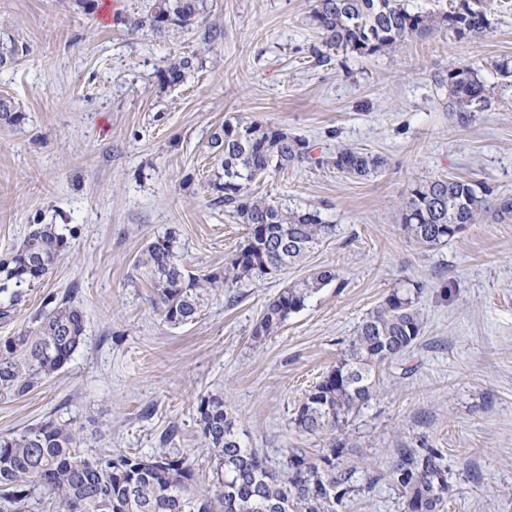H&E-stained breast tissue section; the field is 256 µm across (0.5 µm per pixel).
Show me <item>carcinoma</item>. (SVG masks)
I'll return each mask as SVG.
<instances>
[{"mask_svg":"<svg viewBox=\"0 0 512 512\" xmlns=\"http://www.w3.org/2000/svg\"><path fill=\"white\" fill-rule=\"evenodd\" d=\"M206 0H151L149 9L126 11L130 34L148 28L155 34L198 27ZM312 21L321 35L315 49L322 61L330 52L368 57L394 50L414 37L439 28L457 36L480 35L487 27L467 21L455 10L442 14L409 10L404 0H315ZM192 58L181 56L165 71L171 86L183 83ZM451 105L461 119L489 104V90L477 71L460 62L448 69ZM12 101L0 97V122L22 121ZM221 158L222 173L214 188L224 211L248 226L243 242L228 257L224 270L197 275L187 269L169 231L150 242L135 261L134 278L144 280L154 303L172 326L193 320L209 292L242 281H261L302 259L314 245L336 230L316 207L292 208L259 196L256 181L310 160L306 141L281 129L238 118L224 120L210 136ZM326 165L355 177H369L385 167L379 154L350 147L336 149ZM491 187L452 177H433L411 185L400 205L404 235L426 246L455 237L452 225L476 224L492 216L512 220V199L492 202ZM65 246L53 224H36L22 243L0 258V293L44 279ZM336 279L321 270L288 285L267 305L255 324V342L272 335L305 306L306 301ZM421 286L397 289L358 326L348 353L305 395L294 417L295 427L309 435L341 431L375 394L376 369L402 355L416 342L422 320L415 300ZM83 312L63 303L39 314L28 330L0 343V396L22 397L68 364L83 341ZM201 436L214 458L213 485L195 489L190 458L177 450L153 457L132 452L88 457L80 452L71 425L44 420L20 433L0 436V512H22L31 501L55 512H343L348 498L360 490L357 466L349 464L347 442L333 438L315 453L291 448L283 472L272 469L265 455L242 441L224 399L203 396L197 406ZM389 477L401 488L404 512H446L448 469L439 448H399L389 464Z\"/></svg>","mask_w":512,"mask_h":512,"instance_id":"carcinoma-1","label":"carcinoma"}]
</instances>
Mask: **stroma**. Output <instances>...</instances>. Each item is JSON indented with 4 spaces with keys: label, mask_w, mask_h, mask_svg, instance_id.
Listing matches in <instances>:
<instances>
[{
    "label": "stroma",
    "mask_w": 512,
    "mask_h": 512,
    "mask_svg": "<svg viewBox=\"0 0 512 512\" xmlns=\"http://www.w3.org/2000/svg\"><path fill=\"white\" fill-rule=\"evenodd\" d=\"M113 2L86 13L68 0H0V35L27 47L0 69V97L24 115L0 126V255L36 224L66 237L52 271L0 318V342L29 328L50 296L85 314L83 343L64 368L24 397H0V436L53 419L78 429L86 456H150L170 430L205 488L213 461L197 401L217 394L244 443L280 467L288 449L329 446L295 427L299 405L362 320L417 283L421 335L380 366L376 397L346 427L365 473L345 512H402L389 460L424 445L444 452L448 512H512V222L468 224L422 247L402 233L398 212L413 182L437 176L512 198V80L496 68L512 60V0H487L481 35L442 28L370 57L339 51L326 64L314 56V0H208L198 30L163 36L128 33ZM212 25L224 38L209 45L201 31ZM179 54L194 64L172 87L164 72ZM460 58L491 97L465 122L448 95V67ZM231 117L308 142L311 161L254 189L319 207L336 231L264 281L216 290L174 327L132 265L173 229L187 268L219 272L246 237L213 202L220 167L208 139ZM339 147L387 164L367 178L322 165ZM325 268L336 280L254 342L268 302Z\"/></svg>",
    "instance_id": "35a3bbf8"
}]
</instances>
